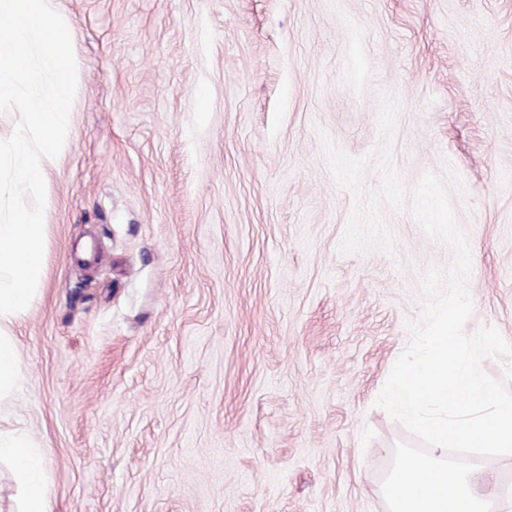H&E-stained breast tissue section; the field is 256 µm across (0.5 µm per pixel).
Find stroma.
Instances as JSON below:
<instances>
[{"mask_svg": "<svg viewBox=\"0 0 512 512\" xmlns=\"http://www.w3.org/2000/svg\"><path fill=\"white\" fill-rule=\"evenodd\" d=\"M77 92L48 171L46 277L12 411L52 512H386L417 436L376 407L448 264L409 205L396 257L338 251L354 207L319 131L406 188L461 176L473 314L512 343V0H51Z\"/></svg>", "mask_w": 512, "mask_h": 512, "instance_id": "stroma-1", "label": "stroma"}]
</instances>
